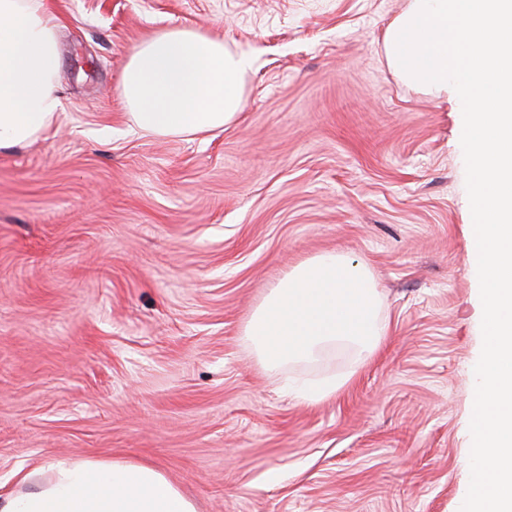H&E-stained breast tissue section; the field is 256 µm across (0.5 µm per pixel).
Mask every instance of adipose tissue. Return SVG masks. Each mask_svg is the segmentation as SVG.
Returning a JSON list of instances; mask_svg holds the SVG:
<instances>
[{"mask_svg": "<svg viewBox=\"0 0 512 512\" xmlns=\"http://www.w3.org/2000/svg\"><path fill=\"white\" fill-rule=\"evenodd\" d=\"M58 30L47 0H0V148L42 136L61 107ZM252 67L250 55L175 26L131 49L121 96L143 133L197 135L242 112ZM18 484L0 494V512H196L163 473L126 461L51 460Z\"/></svg>", "mask_w": 512, "mask_h": 512, "instance_id": "obj_1", "label": "adipose tissue"}]
</instances>
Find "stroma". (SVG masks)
<instances>
[{"label":"stroma","instance_id":"1","mask_svg":"<svg viewBox=\"0 0 512 512\" xmlns=\"http://www.w3.org/2000/svg\"><path fill=\"white\" fill-rule=\"evenodd\" d=\"M408 4L51 0L62 108L0 149L1 494L50 458L114 459L197 512H460L470 205L453 112L386 57ZM176 25L254 57L224 128L158 137L127 113L129 50ZM326 250L369 265L388 336L362 365L264 367L248 315ZM345 373L323 401L288 393Z\"/></svg>","mask_w":512,"mask_h":512}]
</instances>
